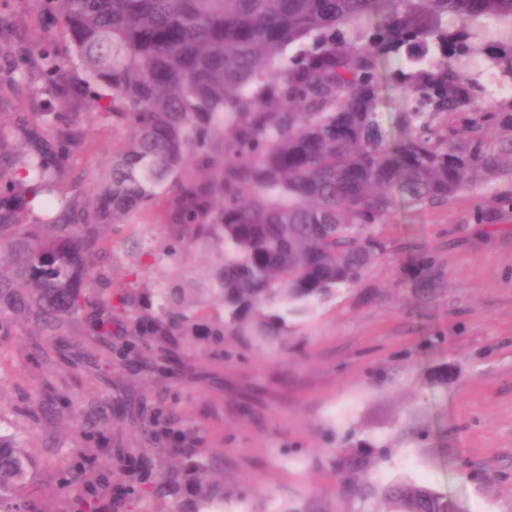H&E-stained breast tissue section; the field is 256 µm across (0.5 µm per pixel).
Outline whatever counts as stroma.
Returning a JSON list of instances; mask_svg holds the SVG:
<instances>
[{
	"mask_svg": "<svg viewBox=\"0 0 512 512\" xmlns=\"http://www.w3.org/2000/svg\"><path fill=\"white\" fill-rule=\"evenodd\" d=\"M43 0H0L14 47L43 40ZM503 183L419 211L397 200L385 228L386 256L354 284L291 316L273 345L207 337L183 345L185 368H161L142 352L126 364L82 358L42 360L64 341L20 334L0 347V416L29 437L43 512H77L62 485L67 465L84 461L100 512H188L193 487L131 502V471L109 465L128 451L169 467L133 424L132 408L163 407L182 448L223 451L216 479L224 512H374L364 487L407 479L462 502L469 512H512V208ZM488 213L489 223L475 220ZM166 227L116 235L112 288L191 286L213 262L193 247L179 261L157 255ZM113 400L103 435L83 437L75 414ZM347 452L363 468L341 472Z\"/></svg>",
	"mask_w": 512,
	"mask_h": 512,
	"instance_id": "obj_1",
	"label": "stroma"
}]
</instances>
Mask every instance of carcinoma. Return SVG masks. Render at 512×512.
<instances>
[{
    "mask_svg": "<svg viewBox=\"0 0 512 512\" xmlns=\"http://www.w3.org/2000/svg\"><path fill=\"white\" fill-rule=\"evenodd\" d=\"M54 42L14 53L0 91L36 112L0 113V344L26 324L77 356L130 336L127 356L176 360V336L259 344L288 317L357 281L386 252L392 188L435 209L490 180L512 182V0H52ZM413 101L406 134L379 120L381 64ZM83 99L87 112L39 100ZM93 127L122 132L93 187L71 159ZM163 224L157 251L212 250L199 287L159 288L147 316L112 290L114 227ZM168 442L170 413L140 422ZM194 512H224L220 452L184 448ZM28 441L0 429V512H41ZM174 474L156 472L161 495ZM385 512H468L410 482Z\"/></svg>",
    "mask_w": 512,
    "mask_h": 512,
    "instance_id": "obj_1",
    "label": "carcinoma"
}]
</instances>
